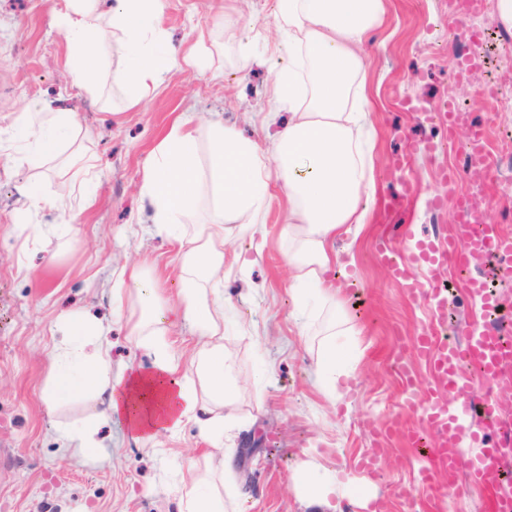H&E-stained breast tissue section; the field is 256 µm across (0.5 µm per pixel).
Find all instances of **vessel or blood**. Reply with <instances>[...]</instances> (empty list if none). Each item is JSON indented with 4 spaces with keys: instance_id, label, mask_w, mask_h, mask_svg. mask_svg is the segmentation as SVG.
I'll use <instances>...</instances> for the list:
<instances>
[{
    "instance_id": "1",
    "label": "vessel or blood",
    "mask_w": 512,
    "mask_h": 512,
    "mask_svg": "<svg viewBox=\"0 0 512 512\" xmlns=\"http://www.w3.org/2000/svg\"><path fill=\"white\" fill-rule=\"evenodd\" d=\"M457 206L456 223L444 229L445 246L419 240L406 253L385 241L378 254L413 296L422 288L409 277L412 265L425 264L436 276L447 266L470 274L465 288L475 313L463 326V341L442 342L430 330L415 341L417 355L431 368V382L418 405L424 426L434 433L432 456L419 471L420 482L433 490L424 504L426 512H438L441 501L459 491L463 471L486 491L491 512H512V482L504 478L512 464V419L505 417L500 395L502 388L512 387V348L503 343L506 331L493 317L498 301L481 274L493 256L504 271L512 270V239L489 222L473 230L469 206L462 200ZM478 380L489 385L480 398L474 393ZM385 434L412 448L420 445L417 431L400 417L390 421ZM473 444L478 452L467 454V446Z\"/></svg>"
}]
</instances>
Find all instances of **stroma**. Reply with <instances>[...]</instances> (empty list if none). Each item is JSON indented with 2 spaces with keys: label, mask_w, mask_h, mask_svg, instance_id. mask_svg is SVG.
<instances>
[{
  "label": "stroma",
  "mask_w": 512,
  "mask_h": 512,
  "mask_svg": "<svg viewBox=\"0 0 512 512\" xmlns=\"http://www.w3.org/2000/svg\"><path fill=\"white\" fill-rule=\"evenodd\" d=\"M64 6L65 0H0V138L23 112L77 113L97 175L96 200L82 210L58 201L67 177L56 162L36 170L18 150L0 154V512H180L174 478L202 460L197 426L186 424L177 436L162 434L146 446L116 416L99 431L100 458L87 459L63 452L56 429L80 422L89 406L71 398L49 405L42 394L51 380L52 345L65 335L60 316L68 311L109 324L113 365L152 364V353L137 348L125 321L112 314L116 261L155 267L164 302H175L180 289L177 247L154 231L140 195L141 170L181 117L201 126L219 120L262 141L273 69L240 70L224 32L232 26L239 36L275 45L273 0H164L161 22L170 45L182 56L200 45L205 51L131 109L123 108L124 93L113 83L97 97L71 88L70 50L55 26ZM470 28L489 33L485 49L493 62L463 75L459 62L473 50ZM372 39L367 51L377 100L371 120L380 195L354 244L355 265L339 264L332 272L353 330L338 339L348 357L342 399L325 395L319 384L322 318L302 330L293 316L281 204L272 203L252 235L226 231L224 352L240 385L224 409V445L235 452L239 489L234 512H363L345 498L335 511L306 506L296 486L305 461L340 471L377 496L381 512H422L426 493L415 481L416 460L393 438L379 451L373 432L395 415L421 424L420 413L407 409L388 355L405 352L416 372L415 395L423 397L429 376L413 340L429 327L431 312L425 298L409 296L380 265L376 244L390 237L404 248L435 238L439 226L455 222L458 195H482L481 184L461 178L451 186L442 178L456 166L467 129L449 134L447 125L422 111L448 101L467 108L490 137L512 136V33L500 23L496 0H476L467 11L456 0H387L385 22ZM492 155L502 193L489 216L512 234V168L500 149ZM398 156L405 160L399 173L390 169ZM33 177L51 203L27 212L24 193ZM405 182L413 188L408 206L400 222H385L384 203ZM71 222L78 234L52 263L18 230L36 224L51 231ZM371 454L378 457L372 478L354 468L355 459Z\"/></svg>",
  "instance_id": "obj_1"
}]
</instances>
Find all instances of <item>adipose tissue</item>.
<instances>
[{
    "label": "adipose tissue",
    "instance_id": "ef3b65f1",
    "mask_svg": "<svg viewBox=\"0 0 512 512\" xmlns=\"http://www.w3.org/2000/svg\"><path fill=\"white\" fill-rule=\"evenodd\" d=\"M98 0H68L56 17L57 30L71 55L73 88L97 93L104 80V61L113 41H121L126 62L115 80L134 107L157 88L178 59L166 47L161 25L162 0H115L108 20L96 13ZM385 0H274L273 16L280 39L273 51L270 107L262 117L277 134L268 147L241 137L216 123L206 130L175 122L149 156L140 192L152 209L157 234L179 246L182 288L176 307L162 303L154 271L139 264L123 265L113 273L112 303L123 312L133 299L140 315L130 333L137 346L154 353L150 367L127 364L113 372L101 324L74 313L62 315L72 339L52 353L54 375L46 403L76 397L95 411L80 424L58 430L63 451L85 457L102 443L98 432L112 416L126 423L136 441L177 434L187 422L219 450L217 461L205 468L190 465L180 475L182 512H223L231 493L234 457L222 452V410L238 392L232 365L224 355V227L239 234L262 223L274 198L286 202L282 258L292 271L290 296L296 315L329 310L327 340L318 356L323 388L339 397L345 369L336 346L337 327L344 325L341 306L328 274L339 264L336 247L342 235L358 237L375 202L374 139H362L370 122L368 33L381 26ZM80 128L68 112L42 117L21 116L12 143L21 145L36 163L61 158L70 185L85 193L93 178L80 150L62 154V140ZM207 151H200V144ZM189 323L199 347L188 365H181L164 337L175 323ZM106 408H99V401ZM297 482L307 505H325L344 498L348 484L333 476L315 479L300 467Z\"/></svg>",
    "mask_w": 512,
    "mask_h": 512
}]
</instances>
